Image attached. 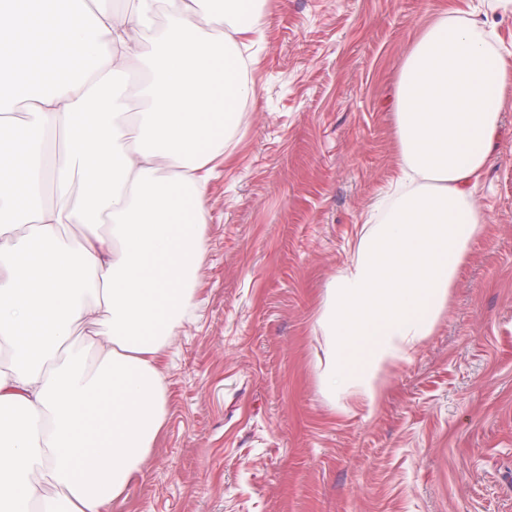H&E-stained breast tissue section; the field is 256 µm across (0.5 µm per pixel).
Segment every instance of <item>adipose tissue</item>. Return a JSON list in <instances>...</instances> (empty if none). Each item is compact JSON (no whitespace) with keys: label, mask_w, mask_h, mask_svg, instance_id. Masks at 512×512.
I'll use <instances>...</instances> for the list:
<instances>
[{"label":"adipose tissue","mask_w":512,"mask_h":512,"mask_svg":"<svg viewBox=\"0 0 512 512\" xmlns=\"http://www.w3.org/2000/svg\"><path fill=\"white\" fill-rule=\"evenodd\" d=\"M71 2L84 21L71 23L57 0H0V91L28 108L23 127L0 121V143L15 150L0 158V216L12 219L0 225V343L14 356L0 370V512H112L146 462L166 416L159 354L194 305L209 182L255 96L238 42L264 33L259 0H176L168 11L163 0L122 11L112 0ZM483 30L478 15L450 14L402 65V190L381 223L362 225L317 318V377L341 411L375 410L390 369L435 330L486 232L473 190L512 95V64ZM59 46L85 71L31 94L35 67ZM84 124L94 136L72 141ZM18 155L23 204L11 188ZM91 159L98 188L88 195L75 184ZM34 249L46 273L22 264ZM26 282L31 294L17 299ZM36 316L51 322L49 335L21 336ZM77 324L94 347L74 339Z\"/></svg>","instance_id":"obj_1"}]
</instances>
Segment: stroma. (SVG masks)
Wrapping results in <instances>:
<instances>
[{"label":"stroma","instance_id":"35a3bbf8","mask_svg":"<svg viewBox=\"0 0 512 512\" xmlns=\"http://www.w3.org/2000/svg\"><path fill=\"white\" fill-rule=\"evenodd\" d=\"M491 0H265L256 96L209 185L198 310L160 370L166 422L112 512H512V109L474 189L487 222L448 310L374 412L321 393L330 279L394 188L401 66Z\"/></svg>","mask_w":512,"mask_h":512}]
</instances>
